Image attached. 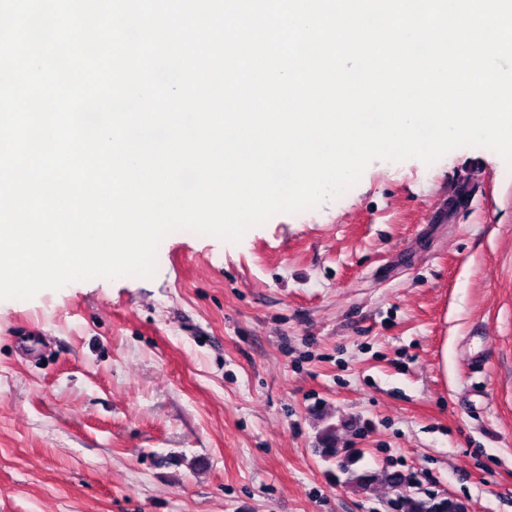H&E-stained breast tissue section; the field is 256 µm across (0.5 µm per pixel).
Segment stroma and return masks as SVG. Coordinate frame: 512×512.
Wrapping results in <instances>:
<instances>
[{
	"mask_svg": "<svg viewBox=\"0 0 512 512\" xmlns=\"http://www.w3.org/2000/svg\"><path fill=\"white\" fill-rule=\"evenodd\" d=\"M465 195L445 224L441 197ZM410 475L512 512V168L372 163L236 243L176 231L154 277L0 301V512H396Z\"/></svg>",
	"mask_w": 512,
	"mask_h": 512,
	"instance_id": "35a3bbf8",
	"label": "stroma"
}]
</instances>
